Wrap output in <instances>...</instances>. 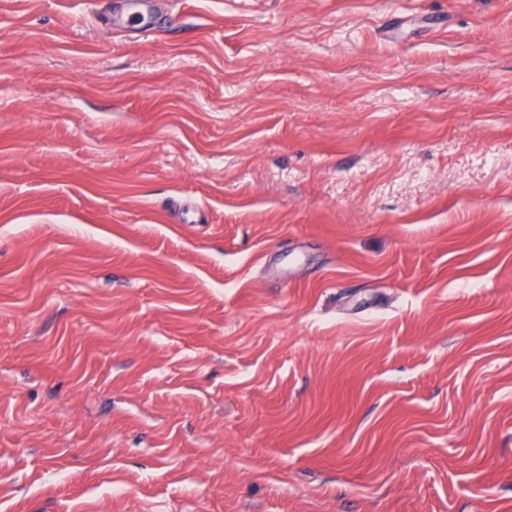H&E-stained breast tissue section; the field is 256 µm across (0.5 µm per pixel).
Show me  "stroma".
Instances as JSON below:
<instances>
[{
    "label": "stroma",
    "instance_id": "1",
    "mask_svg": "<svg viewBox=\"0 0 512 512\" xmlns=\"http://www.w3.org/2000/svg\"><path fill=\"white\" fill-rule=\"evenodd\" d=\"M0 0V512H512V0Z\"/></svg>",
    "mask_w": 512,
    "mask_h": 512
}]
</instances>
